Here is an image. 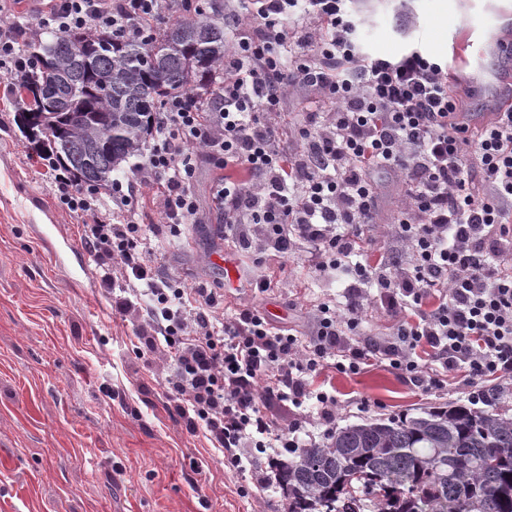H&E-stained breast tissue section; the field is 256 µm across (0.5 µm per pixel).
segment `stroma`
I'll return each instance as SVG.
<instances>
[{
	"label": "stroma",
	"mask_w": 512,
	"mask_h": 512,
	"mask_svg": "<svg viewBox=\"0 0 512 512\" xmlns=\"http://www.w3.org/2000/svg\"><path fill=\"white\" fill-rule=\"evenodd\" d=\"M356 6L368 52L394 58L416 48L443 66L450 30L474 22L483 41L493 14L512 13V0H357ZM18 100L16 86L0 72V512H288L277 489L241 493L265 475L266 456L242 471L225 467L203 431L187 430L170 406L168 359L135 354L141 315L115 311L104 286L107 267L85 248L80 218L58 203L48 161L19 128ZM321 100L307 86H290L280 104L283 133ZM242 175L199 159L192 184L197 222L168 248L161 273L190 287H222L224 270L209 257L225 253L237 270L226 306L257 307L274 325L310 336L319 305L343 304L349 280L316 270L315 248L304 241L294 253L265 261L234 243L216 190L225 178ZM377 180L378 222L367 232L366 258L401 272L410 263L394 224L402 183L393 173ZM124 212L157 240L167 237L150 188L139 185ZM267 275L274 288L257 294L254 281ZM316 383L336 397L330 426L319 425L315 407L268 405L280 427L305 419L299 435L305 444L362 418L469 398L457 381L424 391L383 363L355 375L328 368Z\"/></svg>",
	"instance_id": "obj_1"
}]
</instances>
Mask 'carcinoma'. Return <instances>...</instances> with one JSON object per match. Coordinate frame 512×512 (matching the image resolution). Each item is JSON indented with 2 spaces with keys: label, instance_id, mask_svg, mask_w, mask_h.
Here are the masks:
<instances>
[{
  "label": "carcinoma",
  "instance_id": "carcinoma-1",
  "mask_svg": "<svg viewBox=\"0 0 512 512\" xmlns=\"http://www.w3.org/2000/svg\"><path fill=\"white\" fill-rule=\"evenodd\" d=\"M23 131L43 135L85 183L102 184L138 154L166 97L197 90L214 104L224 20L200 9L145 40L83 30L29 43ZM452 402L365 419L271 461L288 512H512V416Z\"/></svg>",
  "mask_w": 512,
  "mask_h": 512
}]
</instances>
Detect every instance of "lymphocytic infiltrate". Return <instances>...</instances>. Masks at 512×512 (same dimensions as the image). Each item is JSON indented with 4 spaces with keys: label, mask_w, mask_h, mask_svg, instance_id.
<instances>
[{
    "label": "lymphocytic infiltrate",
    "mask_w": 512,
    "mask_h": 512,
    "mask_svg": "<svg viewBox=\"0 0 512 512\" xmlns=\"http://www.w3.org/2000/svg\"><path fill=\"white\" fill-rule=\"evenodd\" d=\"M195 0H46L40 25L93 29L147 39L160 23L191 12ZM250 25L224 54L218 108L192 94L169 96L152 127L142 165L155 185L169 234L195 223L190 189L197 148L224 167L247 171L217 191L224 224L236 240L257 239L260 252L288 255L297 242L315 247L318 266L342 270L352 287L342 308L321 305L315 332L302 341L270 324L256 308L224 313L222 294L181 278L159 277L163 246L143 225L125 222L129 196L111 185L112 206L72 171L55 176L60 203L80 216L82 241L115 263L125 284L142 282L146 336L138 355L162 351L172 363L166 394L189 429H203L243 467V448L299 447L302 423L278 428L266 406L316 399L332 422L336 398L313 388L325 368L358 373L376 360L428 391L461 380L480 400L488 382L512 385V107L463 134L459 104L442 67L412 49L391 60L362 53L349 0H244ZM310 20L289 26L290 17ZM31 33L0 22V70L22 82L35 65ZM298 57H290L291 46ZM323 94L319 109L295 129L294 150L281 148L274 117L288 86ZM398 174L405 200L394 219L411 255L400 279L361 262L365 231L377 220V173ZM380 290L395 341L359 340L369 307L361 291ZM440 301L424 304L432 295Z\"/></svg>",
    "instance_id": "f902f5d3"
}]
</instances>
